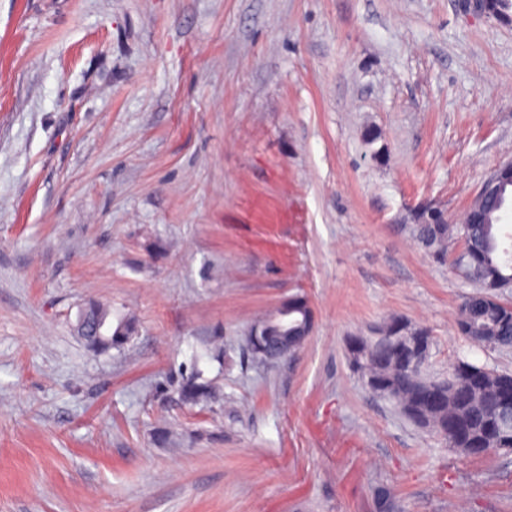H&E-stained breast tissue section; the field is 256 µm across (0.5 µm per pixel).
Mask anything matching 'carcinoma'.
<instances>
[{
    "mask_svg": "<svg viewBox=\"0 0 512 512\" xmlns=\"http://www.w3.org/2000/svg\"><path fill=\"white\" fill-rule=\"evenodd\" d=\"M487 10L504 21L512 19V0H488ZM504 202H492L477 196L469 204L465 223H448L441 210L423 211L413 217L416 238L435 258H448L449 245L462 243L471 267L480 270L473 280L484 293L492 294L498 284L512 280V250L504 244L509 233L501 227ZM288 311L293 320L288 330L293 352L308 339L313 325V311L303 296L283 300L271 313L259 318L253 328L257 338L278 334L279 316ZM405 320L389 319L382 327L384 339L351 336L347 350L352 368L363 383H371L370 392L396 404L410 419L430 428L448 441V446L464 456L512 452V438L497 433V416L504 402L512 401V379L500 381L493 369L466 360L457 361L448 371L452 383L441 382L424 371L422 361L412 362L398 342ZM459 335L468 342L487 346L492 336L499 347L512 346V305H482L474 296L463 300L456 316ZM79 337L93 352H105L128 343L135 333L130 317L112 323V308L88 302L77 315ZM183 401L196 403L217 398L215 389L193 377L180 390Z\"/></svg>",
    "mask_w": 512,
    "mask_h": 512,
    "instance_id": "carcinoma-1",
    "label": "carcinoma"
}]
</instances>
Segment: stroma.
Here are the masks:
<instances>
[{"label": "stroma", "instance_id": "stroma-1", "mask_svg": "<svg viewBox=\"0 0 512 512\" xmlns=\"http://www.w3.org/2000/svg\"><path fill=\"white\" fill-rule=\"evenodd\" d=\"M510 159L512 23L460 0H0V512H512V453L459 456L346 347L399 316L432 375L512 372L409 219ZM296 292L308 340L254 363ZM89 300L124 347L75 335ZM283 310H288V316L282 320L285 333L291 336V344L294 355L308 339L313 325V311L308 300L303 296H292L283 300L274 311L259 318L251 327V331L257 330V338L265 344L264 336L278 334L279 316ZM288 317L294 321L288 330ZM250 331V334H251ZM76 329L91 351L105 352L127 344L136 327L131 317L120 318L112 326V308L91 301L80 308ZM199 377H192L180 390L182 401L196 403L204 400L217 399L215 389L208 383L198 382Z\"/></svg>", "mask_w": 512, "mask_h": 512}]
</instances>
